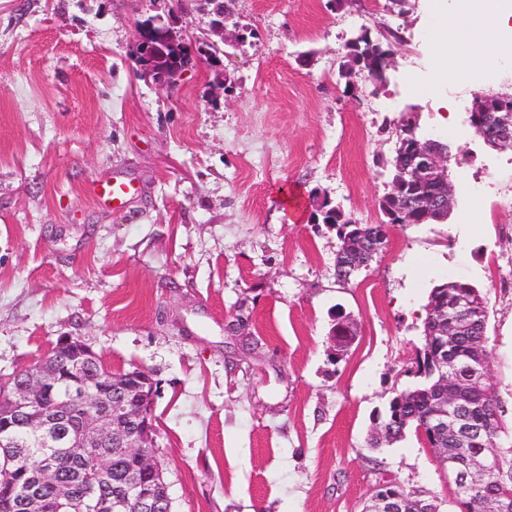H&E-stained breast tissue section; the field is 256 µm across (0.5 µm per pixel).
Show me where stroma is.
I'll return each instance as SVG.
<instances>
[{
	"label": "stroma",
	"instance_id": "obj_1",
	"mask_svg": "<svg viewBox=\"0 0 512 512\" xmlns=\"http://www.w3.org/2000/svg\"><path fill=\"white\" fill-rule=\"evenodd\" d=\"M253 38L223 65L192 61L172 88L143 74L138 20L205 40L196 0H0V374L60 338L115 372L158 383L155 416L173 512H363L383 481L460 512L431 449L407 433L368 447L373 421L413 380L431 288L486 299L490 381L512 442V151L469 125L477 94H512V46L434 84L432 0H234ZM404 39L386 85L339 75L360 28ZM464 153L446 222L386 226L382 250L336 280L324 194L378 224L391 127ZM140 191L120 211L93 181ZM357 324L337 352L336 313ZM246 324L243 336L228 327Z\"/></svg>",
	"mask_w": 512,
	"mask_h": 512
}]
</instances>
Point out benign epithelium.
Wrapping results in <instances>:
<instances>
[{"mask_svg":"<svg viewBox=\"0 0 512 512\" xmlns=\"http://www.w3.org/2000/svg\"><path fill=\"white\" fill-rule=\"evenodd\" d=\"M211 32L226 45L238 43L241 33L225 24L220 16L211 22ZM195 43L177 36L173 26L158 19H149L135 26L134 54L143 72L154 82L167 87L173 83L171 72L182 70V60ZM471 123L488 133L499 148L512 142V104L506 101L494 102L481 95L475 96L469 109ZM403 133L397 145L406 155L407 163L403 177L390 184L389 197L400 200L407 180H415L420 172L429 174L434 180L436 191L421 198L416 210L410 212L405 205L396 209L402 224H425L429 220L441 221L455 206L456 192L448 179V167L452 150L447 142L432 136L417 133L416 108L408 109L402 118ZM372 253L361 229L343 236L341 254L362 264ZM440 290L429 295L426 313L429 320L452 340L455 323L462 322L464 314L457 311L455 321L448 320L446 298L439 296ZM332 335L336 341L343 336L356 335L353 322L346 316L336 317ZM59 347L69 355L63 365L43 357L24 370L25 376L16 372L0 381V451L4 455L17 453L18 441L14 432V420L21 418L26 428L37 437L47 441L57 438L56 429L66 427L64 452L74 458H82L91 448L112 449L133 461V471L123 488L112 496H103L100 507L107 512H155L162 505L156 497V486L163 478L162 466L155 454L157 426L154 415L156 383L146 372L136 369L129 376L119 380L112 377V369H98L89 378L82 372L88 362H97L98 354L85 342L67 338ZM421 375L436 377L431 393L434 394V408L430 414V426L436 431L458 430L461 444L468 445L481 436V429L470 423L457 409V378L448 374V364L436 358ZM68 381L71 384V400L58 404V412L51 414L43 403L56 386ZM81 403L85 411L75 416L72 404ZM110 452V453H112ZM110 453L98 455L97 468L92 480L106 474ZM500 464L495 449L483 454L468 456L462 467L451 466L448 474L454 484L465 486L476 482L495 471ZM372 507L367 512H404V498L390 482H380L372 494Z\"/></svg>","mask_w":512,"mask_h":512,"instance_id":"1","label":"benign epithelium"}]
</instances>
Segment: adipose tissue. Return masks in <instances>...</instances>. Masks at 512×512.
Instances as JSON below:
<instances>
[{
  "label": "adipose tissue",
  "instance_id": "obj_1",
  "mask_svg": "<svg viewBox=\"0 0 512 512\" xmlns=\"http://www.w3.org/2000/svg\"><path fill=\"white\" fill-rule=\"evenodd\" d=\"M436 47L449 56H461L460 64L440 70L436 79H461L484 59L487 45L512 42V0H438Z\"/></svg>",
  "mask_w": 512,
  "mask_h": 512
}]
</instances>
